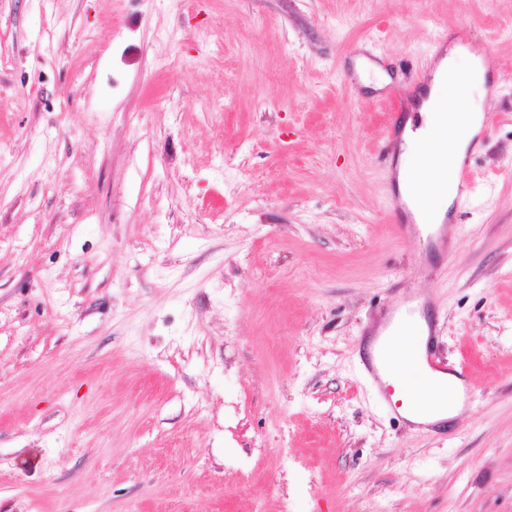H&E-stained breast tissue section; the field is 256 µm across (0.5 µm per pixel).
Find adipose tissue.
Returning a JSON list of instances; mask_svg holds the SVG:
<instances>
[{
  "label": "adipose tissue",
  "mask_w": 512,
  "mask_h": 512,
  "mask_svg": "<svg viewBox=\"0 0 512 512\" xmlns=\"http://www.w3.org/2000/svg\"><path fill=\"white\" fill-rule=\"evenodd\" d=\"M451 100L452 96L443 84L433 83L419 109L418 123H405L402 133L404 147L397 165L399 193H406L409 178L417 174L415 159L434 136H442L449 151L461 156L478 132L480 112L473 107L463 112L449 111Z\"/></svg>",
  "instance_id": "1"
}]
</instances>
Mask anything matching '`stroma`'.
I'll use <instances>...</instances> for the list:
<instances>
[{
  "label": "stroma",
  "mask_w": 512,
  "mask_h": 512,
  "mask_svg": "<svg viewBox=\"0 0 512 512\" xmlns=\"http://www.w3.org/2000/svg\"><path fill=\"white\" fill-rule=\"evenodd\" d=\"M463 26L497 121L444 252L382 98ZM406 289L445 428L361 372ZM0 512H512V0H0Z\"/></svg>",
  "instance_id": "35a3bbf8"
}]
</instances>
